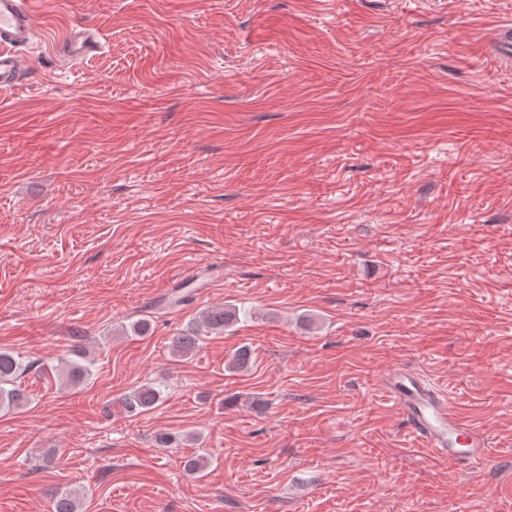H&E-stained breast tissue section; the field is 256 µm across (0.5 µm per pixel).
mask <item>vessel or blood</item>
Segmentation results:
<instances>
[{"label":"vessel or blood","mask_w":512,"mask_h":512,"mask_svg":"<svg viewBox=\"0 0 512 512\" xmlns=\"http://www.w3.org/2000/svg\"><path fill=\"white\" fill-rule=\"evenodd\" d=\"M39 0H0V88L17 86L24 71L20 51L37 39L34 17ZM101 47L93 27L76 24L64 34L56 51L63 62L85 60ZM489 54L499 62L512 59V26L496 29ZM383 391L406 427L435 455L451 462L478 464L486 459L485 435L463 420L449 394L416 371L396 368L383 380Z\"/></svg>","instance_id":"b4317fda"}]
</instances>
